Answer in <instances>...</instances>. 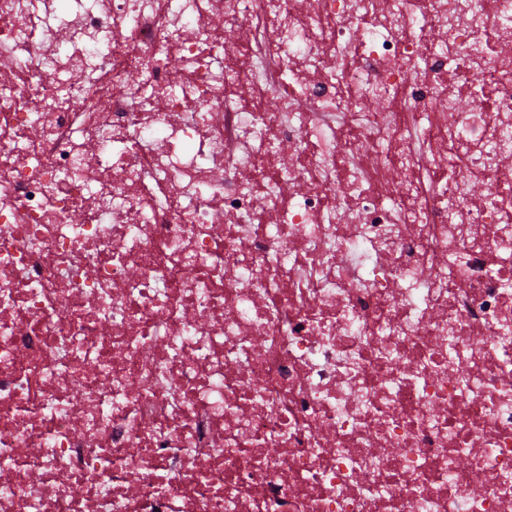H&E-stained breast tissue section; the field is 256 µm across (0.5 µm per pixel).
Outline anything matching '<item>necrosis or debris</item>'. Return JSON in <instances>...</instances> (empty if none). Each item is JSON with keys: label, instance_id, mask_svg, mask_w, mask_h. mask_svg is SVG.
I'll list each match as a JSON object with an SVG mask.
<instances>
[{"label": "necrosis or debris", "instance_id": "4bbe7bcc", "mask_svg": "<svg viewBox=\"0 0 512 512\" xmlns=\"http://www.w3.org/2000/svg\"><path fill=\"white\" fill-rule=\"evenodd\" d=\"M0 512H512V0H0ZM224 76L229 84L237 85L238 96L235 97L234 104L239 108L265 112H272L276 108L277 98L272 93L260 88L241 85L237 70L228 68L225 70Z\"/></svg>", "mask_w": 512, "mask_h": 512}]
</instances>
